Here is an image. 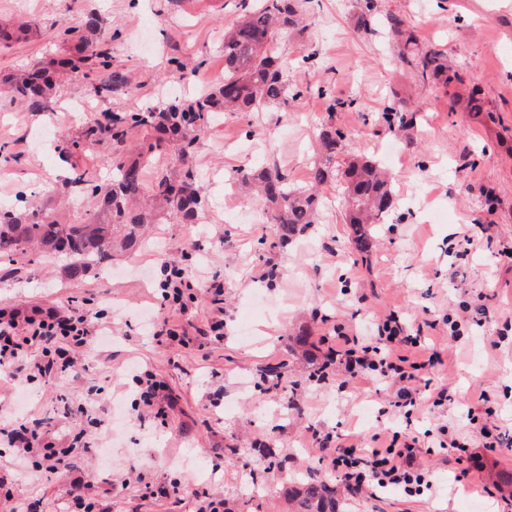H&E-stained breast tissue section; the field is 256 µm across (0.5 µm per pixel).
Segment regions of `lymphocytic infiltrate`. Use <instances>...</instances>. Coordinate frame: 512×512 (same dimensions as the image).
Here are the masks:
<instances>
[{"label":"lymphocytic infiltrate","mask_w":512,"mask_h":512,"mask_svg":"<svg viewBox=\"0 0 512 512\" xmlns=\"http://www.w3.org/2000/svg\"><path fill=\"white\" fill-rule=\"evenodd\" d=\"M198 286V279L184 268L164 266L159 283L161 307L184 309L185 297L193 295ZM102 334L95 314L75 302L47 309L0 310V366L11 377L30 382L72 373L77 369L79 353L99 342ZM419 344V339L407 334L400 320L391 315L377 323L373 344L358 348L346 340L336 355L348 378L387 384L392 390L391 407L407 418L418 403L414 386L417 372L434 371L441 362L439 352L422 351ZM5 436L22 466L36 456L53 463L72 458L74 453L72 446L63 444L37 418L6 431ZM311 439L322 457L330 459L344 475L352 494L390 487L408 491L427 483L426 470L416 463L419 450L414 436L396 432L381 446L357 441L333 447L316 431Z\"/></svg>","instance_id":"f902f5d3"}]
</instances>
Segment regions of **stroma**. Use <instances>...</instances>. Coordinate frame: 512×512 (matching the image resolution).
<instances>
[{
	"label": "stroma",
	"instance_id": "35a3bbf8",
	"mask_svg": "<svg viewBox=\"0 0 512 512\" xmlns=\"http://www.w3.org/2000/svg\"><path fill=\"white\" fill-rule=\"evenodd\" d=\"M301 23L285 34L286 73L298 95L258 112H217L191 152L205 200L198 229L165 215L144 245L112 258V273L69 279L60 257L0 262V308L29 309L89 301L111 344L84 350L78 376L29 384L0 375V427L32 410L57 435L87 430L89 448L66 473L18 467L0 444V478L23 486L35 512L64 504L71 481L85 485L94 512H199L204 498L228 512H285L280 488L308 471L335 487L347 512H512V450L488 451L482 429L512 431V0H377L362 26L359 0H295ZM258 0H0V24L32 21L34 38L0 50V72L67 56L56 36L97 13L112 32L119 86L97 110L135 112L171 96L215 86L224 74L221 32ZM411 21L421 47L447 57L457 78L421 82L398 57L388 14ZM316 53L315 65L302 64ZM202 58L195 71L177 61ZM326 96H319V89ZM476 96L482 111L466 109ZM336 112H327L328 99ZM82 75L69 76L52 111L29 112L0 93V202L26 195L52 203L69 173L57 150L81 136L88 115ZM414 110L409 137L381 118L393 100ZM348 131L343 154L382 159L398 206L372 228L360 253L346 224L338 184L325 185L317 220L286 247L262 250L272 233L261 203L230 185L239 169L269 166L293 185L307 181L311 145L324 122ZM471 236L465 253L448 246ZM467 270L448 280V266ZM184 267L202 282L187 314L164 312L143 326L161 264ZM275 277H268V270ZM222 285L212 289V282ZM483 295L492 322L462 336L442 319L461 315ZM224 336H200L216 309ZM398 315L421 345L442 353L434 385L452 397L444 407L421 398L411 418L388 411L390 390L377 381H349L326 359L343 326L357 344L371 343L379 320ZM307 332L304 348L294 338ZM295 380L284 388L262 380L270 367ZM327 367L325 382L312 376ZM162 379L173 397L165 419L137 409L135 369ZM220 406H213V399ZM92 409L111 431L90 429ZM447 426L468 445L460 462H445L434 434ZM334 437L409 431L433 487L419 495L374 490L350 496L330 461L309 447L306 428ZM276 451L271 469L255 467V449Z\"/></svg>",
	"mask_w": 512,
	"mask_h": 512
}]
</instances>
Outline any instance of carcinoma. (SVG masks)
I'll return each instance as SVG.
<instances>
[{"label": "carcinoma", "mask_w": 512, "mask_h": 512, "mask_svg": "<svg viewBox=\"0 0 512 512\" xmlns=\"http://www.w3.org/2000/svg\"><path fill=\"white\" fill-rule=\"evenodd\" d=\"M297 23L293 0H262L238 25L224 29V78L211 92L138 112H113L105 124L95 117L79 139L61 140L58 150L64 156L83 151L87 143L106 139L115 146L117 153L107 161L112 166L111 179L101 182L97 174L75 166L59 190L64 197L82 191L91 193L109 212L111 221L71 224L48 213L46 207L28 205L22 200L16 206L0 208V259L10 263L26 259L35 248L61 253L69 259V278L79 279L92 268L105 271L113 250L139 248L147 226L157 223L161 212H174L184 223H194L204 208V199L195 187L196 174L187 163L194 142L206 130L214 112H257L268 103L288 100L285 63L277 46L284 31ZM387 23L391 35L400 41V59L414 62L422 78L444 84L457 78L449 72L441 52H418L407 17L392 14ZM31 32L27 24L0 27V49L11 47ZM56 36L71 46L72 54L95 60L97 69L105 71L111 67L113 34L103 26L98 14H89L84 27L60 29ZM71 64L70 57L50 65L37 62L9 76L6 82L11 98L32 112L51 111ZM84 79L89 96L100 99L112 93L114 78L88 72ZM382 119L391 132L404 133L413 128L415 116L414 111L400 103L388 107ZM139 130L150 132L151 139L131 143L130 134ZM345 139L344 132L336 126L322 127L305 187L292 185L276 167L243 169L237 173L235 184L244 196L259 198L267 210L268 223L274 228L270 247L288 242L315 223L320 204L317 191L336 179V160ZM169 146L178 151L181 168L156 173L150 185H145L156 155ZM343 176L345 220L355 225L356 246L366 253L371 247L369 226L380 223L396 208L390 175L381 163L355 156L347 162ZM281 493L292 506V512H342L336 489L323 480L294 476L282 486Z\"/></svg>", "instance_id": "1"}]
</instances>
